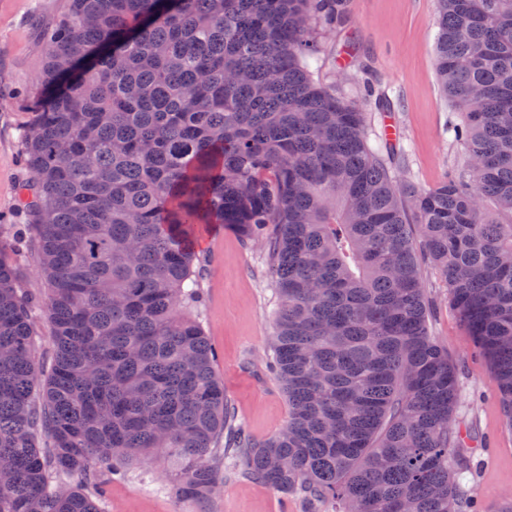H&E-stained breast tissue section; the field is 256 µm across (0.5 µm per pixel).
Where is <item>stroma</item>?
Listing matches in <instances>:
<instances>
[{
  "mask_svg": "<svg viewBox=\"0 0 512 512\" xmlns=\"http://www.w3.org/2000/svg\"><path fill=\"white\" fill-rule=\"evenodd\" d=\"M68 0H0V222L24 224L20 196L26 178L18 124L31 111L46 53L43 34L67 12ZM436 0H349L345 22L326 31L315 76L359 98L364 86L383 98L369 109L371 136L396 128L395 143L406 152L395 174L419 187L437 184L454 163L457 146L448 132L454 114L435 83ZM204 270L201 324L218 355L217 374L239 423L259 440L277 434L288 419V402L267 367L275 295L263 246L248 244L230 228L215 227L198 246ZM432 306V336L461 368L459 421L480 439H491L494 468L485 453L470 455L471 478L482 504L512 500V433L507 432L496 381L488 362L448 304V288L429 264L421 265ZM224 486L208 512H305L285 497L221 461ZM102 512H199L198 504L173 498L164 459L128 466L123 478L102 473Z\"/></svg>",
  "mask_w": 512,
  "mask_h": 512,
  "instance_id": "35a3bbf8",
  "label": "stroma"
}]
</instances>
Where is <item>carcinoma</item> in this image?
I'll use <instances>...</instances> for the list:
<instances>
[{"label":"carcinoma","mask_w":512,"mask_h":512,"mask_svg":"<svg viewBox=\"0 0 512 512\" xmlns=\"http://www.w3.org/2000/svg\"><path fill=\"white\" fill-rule=\"evenodd\" d=\"M436 81L461 155L394 180L366 113L316 81L344 0H69L19 129L27 229L0 224V512H101L86 492L160 453L206 503L216 456L327 512L477 510L460 369L430 334L421 245L512 430V0H437ZM264 246L282 432L236 422L195 306L202 233ZM34 231L55 354L43 373ZM19 277L23 290L31 292L33 295L41 298V300L45 299L48 292V285L40 272L39 256L35 242L32 250L26 254L25 261L20 266Z\"/></svg>","instance_id":"carcinoma-1"}]
</instances>
